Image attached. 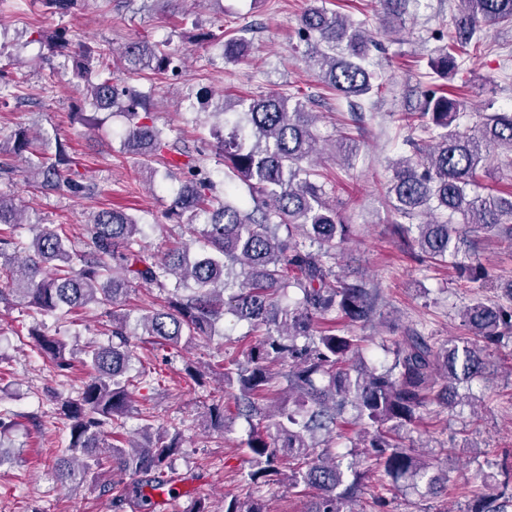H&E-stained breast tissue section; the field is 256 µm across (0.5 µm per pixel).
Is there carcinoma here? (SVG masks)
Wrapping results in <instances>:
<instances>
[{"label": "carcinoma", "instance_id": "carcinoma-1", "mask_svg": "<svg viewBox=\"0 0 512 512\" xmlns=\"http://www.w3.org/2000/svg\"><path fill=\"white\" fill-rule=\"evenodd\" d=\"M78 0H0V18L37 9L63 18ZM304 11L298 35L308 66L328 89L347 100L371 93L376 76L364 64L367 34L363 25L316 5ZM442 56L430 67L451 79L466 52L482 51L483 30L512 25V0H456ZM30 42L44 57L61 56L78 77L96 74L89 98L98 111L125 118L122 153L137 160L139 173L154 181L159 169L177 168L181 186L166 209L168 219L184 225L188 239L158 257L141 244L147 222L124 211L101 209L82 225L87 247L80 249L56 229L43 226L28 241L0 231V301H15L30 312L57 318L90 304L106 307V345L89 343L78 353L35 323L31 336L59 372L78 360L87 370L77 395L55 400L67 421L69 440L54 470L62 484L79 485L101 470L128 476L131 483L105 485L112 508L121 512L132 494L142 502L144 488L164 487L171 458L181 448L178 429H155L151 415L138 413L146 425L140 440H119L123 418L131 410L130 375L141 343L178 349L219 333L230 314L248 324L254 337L243 358L224 359L220 376L237 389V414L248 429L240 446L248 450L245 480L253 494L246 500L224 497V512H270L266 493L276 483L313 491L307 512H356L369 479L376 473L394 483L432 487L431 458L405 446L401 432L410 430L424 411L436 405L453 409L458 386L490 374L488 345L512 339V282L501 298L484 299L491 274L473 256L472 242L453 223L494 233L512 247V193L484 192L491 157L512 168V109L475 113L474 129L457 120L466 108L458 89L441 84L429 90L423 108L407 117L423 132L437 131L423 156L401 155L391 166L387 195L399 222L393 232L412 257L427 266H453L469 288L470 299L459 312L464 335L439 344L408 326L389 353L388 366L364 362L365 337L349 327L371 325L380 318L378 294L363 280L336 274V246L351 235L326 199L318 173L303 162L321 152L312 130L315 115L302 98L269 94L259 98L222 96L196 99L199 112L222 117L210 129L212 151L221 168L206 166L199 150L170 139L156 126L147 94L129 85L143 75L177 80L184 57L170 39L134 40L119 52L120 67L106 62L107 49L75 39L69 27L52 30L33 25ZM197 41L219 43L223 57L239 61L248 41L201 30ZM8 65L0 66V103L15 97ZM46 194L88 190L84 175L72 167L62 145L37 143L23 127L0 140V174L15 172L14 162ZM238 179L248 198H231L232 187L217 194L215 178ZM443 213V218L434 212ZM420 224H402L421 215ZM15 199L0 192V225L21 223ZM166 292L159 307L134 315L125 309L130 292L142 285ZM364 425L353 449L337 451L347 422ZM205 426L224 437V407L205 413ZM468 512H512V477L496 493L477 500Z\"/></svg>", "mask_w": 512, "mask_h": 512}]
</instances>
